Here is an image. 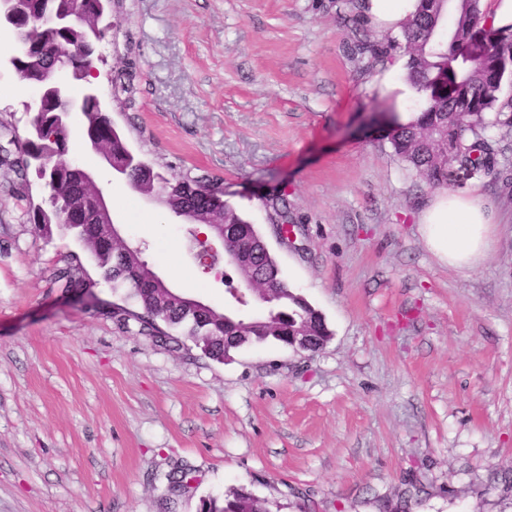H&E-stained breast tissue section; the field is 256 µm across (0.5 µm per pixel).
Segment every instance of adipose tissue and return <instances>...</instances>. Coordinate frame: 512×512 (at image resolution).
I'll list each match as a JSON object with an SVG mask.
<instances>
[{
	"label": "adipose tissue",
	"mask_w": 512,
	"mask_h": 512,
	"mask_svg": "<svg viewBox=\"0 0 512 512\" xmlns=\"http://www.w3.org/2000/svg\"><path fill=\"white\" fill-rule=\"evenodd\" d=\"M421 225L434 255L456 269L475 268L493 243L492 216L472 194L438 192L423 211Z\"/></svg>",
	"instance_id": "adipose-tissue-1"
}]
</instances>
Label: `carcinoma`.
<instances>
[{"label":"carcinoma","instance_id":"1","mask_svg":"<svg viewBox=\"0 0 512 512\" xmlns=\"http://www.w3.org/2000/svg\"><path fill=\"white\" fill-rule=\"evenodd\" d=\"M84 24L69 29L50 24L34 38L27 61L36 65L48 62L73 44L92 37L93 22L106 10V0H80ZM23 8L14 26L25 29L28 14L45 15L70 12L74 0H22ZM486 23L482 0H470L468 8L457 19L453 36H448L447 13L439 0H418L416 10L404 21L402 40L389 39L380 44L362 43L358 51L369 54V67L384 65L392 52L400 49L408 56V80L420 94V118L402 125L396 117L388 119L383 129L394 153L434 188L460 187L473 177L488 175L499 165L498 141L488 138L487 131L496 128L500 139L512 135V97L502 99L504 84L512 83V71L501 62L512 60V24L504 28L487 27L493 44L483 59L474 60L468 49L474 20ZM106 33L94 39L101 41ZM454 68L456 93L463 111L448 110V96L429 87L435 73ZM83 117L84 132L92 146L109 151L128 168L133 189L143 191L155 184L165 190L168 207L193 209L201 223L208 227L218 224L240 226L238 238L231 244L244 260L237 267L243 282L252 285L256 296L267 306V314L253 323L243 321L240 314L220 310L198 314L180 297L165 289L142 286L149 276L141 255L119 242L103 241L96 228L83 219L85 201L91 190L81 184L80 171L67 158L66 136L55 131L52 106L33 115L31 125L37 130L24 142L9 140L0 144V165L20 179L27 180L29 159L41 155L46 159L38 178L49 189L46 207L34 208L36 227L49 234L56 224L70 232L90 254L101 278L112 289L126 288L139 310L112 305V317L125 328L130 322L139 326L145 336H164L167 342L179 343V337L192 339L209 358L222 361L230 351L251 343L268 341L289 345L286 337L295 328L312 336L318 350L331 337L322 315L300 294L289 288L279 264L267 247L260 232L232 205L220 201L216 191L188 176L164 177L148 164L136 159L122 142L112 121L96 109L92 100L84 97L78 105ZM123 253L122 269L112 266V253ZM55 282L67 291L92 292L96 286L81 260L73 257L57 270ZM191 469L175 467L166 474V504L176 503L189 492ZM201 512H268L266 502L245 489H235L224 495L223 502L202 501Z\"/></svg>","mask_w":512,"mask_h":512}]
</instances>
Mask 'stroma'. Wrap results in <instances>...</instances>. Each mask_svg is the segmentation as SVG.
Segmentation results:
<instances>
[{"label":"stroma","instance_id":"1","mask_svg":"<svg viewBox=\"0 0 512 512\" xmlns=\"http://www.w3.org/2000/svg\"><path fill=\"white\" fill-rule=\"evenodd\" d=\"M108 19L99 75L73 96L93 92L155 170L220 184L332 336L218 362L120 327L112 306L135 301L103 281L89 300L59 288L88 254L36 231L41 180L0 166V512H165L176 463L195 477L176 512L241 487L269 512H512V167L465 185L493 213L489 257L440 262L419 225L433 188L371 127L421 102H397L383 81L406 72L355 51L400 29L357 24L348 0H111ZM14 43L1 26L0 125L22 136ZM70 133L148 264L229 308L237 270H204L187 225L113 176L79 121Z\"/></svg>","mask_w":512,"mask_h":512}]
</instances>
